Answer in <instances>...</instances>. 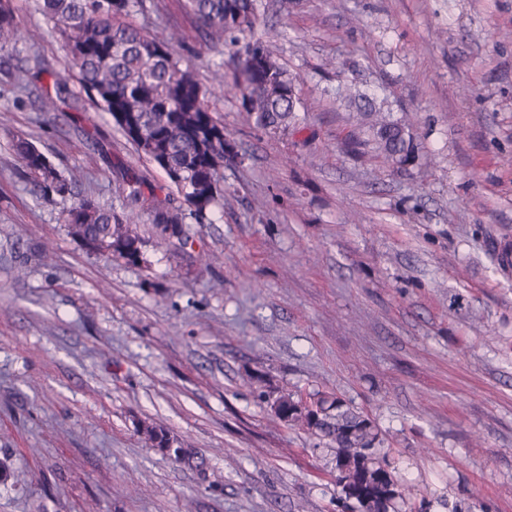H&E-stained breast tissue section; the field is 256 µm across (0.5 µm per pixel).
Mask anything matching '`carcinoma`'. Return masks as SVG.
Returning <instances> with one entry per match:
<instances>
[{"mask_svg":"<svg viewBox=\"0 0 512 512\" xmlns=\"http://www.w3.org/2000/svg\"><path fill=\"white\" fill-rule=\"evenodd\" d=\"M38 11L65 43L68 70L75 72L78 88L64 79L54 83L55 95L74 100L84 97L110 114L137 154L161 168L189 212L166 197L146 200L144 181L126 170L123 193L133 205L120 217L112 208L84 197L64 214L69 232L95 245L99 254L119 257L130 264L142 260L144 240L135 228L141 218L134 206L149 203L155 224H183L186 215L199 218L221 205L224 194L217 174L224 166V142L215 137L224 131L207 104L217 88L235 92L243 111L265 135L275 137L286 131L294 118L299 98L292 93L293 79L273 58L263 42L254 37L255 0H181V10L191 16L204 38L215 47L231 45L233 63L241 65L239 75L226 80L224 62L214 64L211 85L203 86L194 69L183 64L184 41L176 26L167 35L151 36L136 22V16L153 11L147 0H33ZM21 41L11 0H0V52ZM50 64L36 60L35 67L21 64L7 72L13 86L40 100V110L55 107L53 96L36 84L39 72ZM349 99L364 102L362 126L365 136L355 146L369 148L391 163L409 155L411 137L406 126L391 118L359 91ZM33 191L52 200L75 194L80 178L65 176L31 143H14ZM260 397L274 402L277 416L291 426L326 439L336 454V480L342 488H379L388 493L383 512H399L401 485L386 454L379 448L376 424L344 399L321 393L305 400L292 393ZM138 433L153 448L171 450L174 458L204 473L190 448L173 447L174 439L164 429L146 421Z\"/></svg>","mask_w":512,"mask_h":512,"instance_id":"obj_1","label":"carcinoma"}]
</instances>
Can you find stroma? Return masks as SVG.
Segmentation results:
<instances>
[{
  "instance_id": "35a3bbf8",
  "label": "stroma",
  "mask_w": 512,
  "mask_h": 512,
  "mask_svg": "<svg viewBox=\"0 0 512 512\" xmlns=\"http://www.w3.org/2000/svg\"><path fill=\"white\" fill-rule=\"evenodd\" d=\"M141 20L186 38L200 80L222 58L177 0ZM21 55L67 75L61 40L13 0ZM256 34L296 82L287 132L209 98L240 159L188 250L136 265L68 232L38 199L27 139L127 213L117 165L169 193L91 103L42 112L0 59V512H342L335 451L246 384L338 395L375 421L401 512H512V0H256ZM360 89L407 120L403 166L348 146ZM194 449L150 447L137 421Z\"/></svg>"
}]
</instances>
